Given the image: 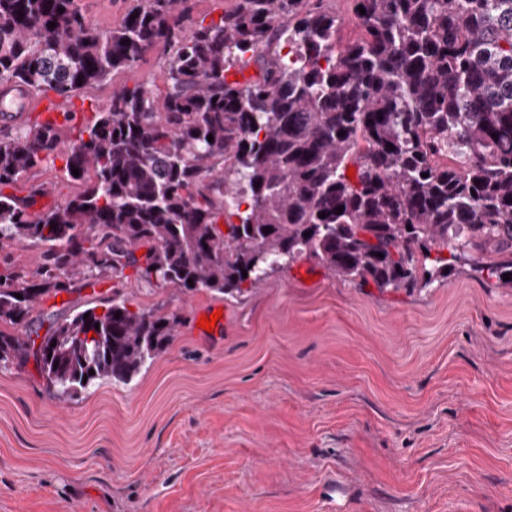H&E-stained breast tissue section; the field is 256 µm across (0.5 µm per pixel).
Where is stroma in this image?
I'll use <instances>...</instances> for the list:
<instances>
[{
	"label": "stroma",
	"instance_id": "35a3bbf8",
	"mask_svg": "<svg viewBox=\"0 0 512 512\" xmlns=\"http://www.w3.org/2000/svg\"><path fill=\"white\" fill-rule=\"evenodd\" d=\"M164 62L73 104L162 83ZM33 183L41 211L80 189L56 166ZM98 290L176 314V333L132 383L77 398L0 362V512H512V288L467 270L361 288L306 259L238 298L102 277L44 298L26 334Z\"/></svg>",
	"mask_w": 512,
	"mask_h": 512
}]
</instances>
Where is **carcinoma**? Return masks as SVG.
<instances>
[{"label":"carcinoma","instance_id":"cac0c4a2","mask_svg":"<svg viewBox=\"0 0 512 512\" xmlns=\"http://www.w3.org/2000/svg\"><path fill=\"white\" fill-rule=\"evenodd\" d=\"M350 2L360 34L343 44L326 0H233L216 21L181 0H133L107 30L79 0H0L1 87L70 101L167 54L162 90L116 88L81 123L66 110L0 129V187L58 157L81 185L40 213L45 184L0 191V242L39 251L34 273L0 272V325L129 267L232 298L301 258L360 287L425 288L459 264L512 288V0ZM101 307L55 320L39 344L0 329V362L34 359L69 397L131 382L178 319L117 292Z\"/></svg>","mask_w":512,"mask_h":512}]
</instances>
